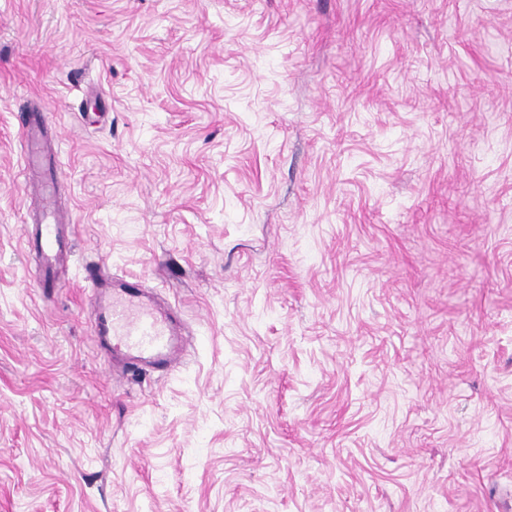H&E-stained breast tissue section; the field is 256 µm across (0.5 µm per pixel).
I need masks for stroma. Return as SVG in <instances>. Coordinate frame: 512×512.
<instances>
[{"label": "stroma", "mask_w": 512, "mask_h": 512, "mask_svg": "<svg viewBox=\"0 0 512 512\" xmlns=\"http://www.w3.org/2000/svg\"><path fill=\"white\" fill-rule=\"evenodd\" d=\"M0 512H512V0H0ZM45 123V118L42 115L34 124L23 127L22 147L25 154L26 167L41 166L44 163L45 157L41 143ZM59 228L57 223H48L40 224L37 230L36 245L49 277L54 273L58 255L66 251L69 245L59 235ZM93 285V339L106 361L113 351L128 359L131 370H163L180 363L184 341L176 316L161 311L137 283L97 277Z\"/></svg>", "instance_id": "35a3bbf8"}]
</instances>
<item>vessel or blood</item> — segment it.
<instances>
[{"instance_id":"b4317fda","label":"vessel or blood","mask_w":512,"mask_h":512,"mask_svg":"<svg viewBox=\"0 0 512 512\" xmlns=\"http://www.w3.org/2000/svg\"><path fill=\"white\" fill-rule=\"evenodd\" d=\"M44 126V120L39 119L22 130L26 166L44 162ZM36 245L49 272L68 247L55 223L40 225ZM91 308L93 339L101 356L123 354L132 370H163L179 364L183 342L176 316L161 311L137 283L96 278Z\"/></svg>"}]
</instances>
